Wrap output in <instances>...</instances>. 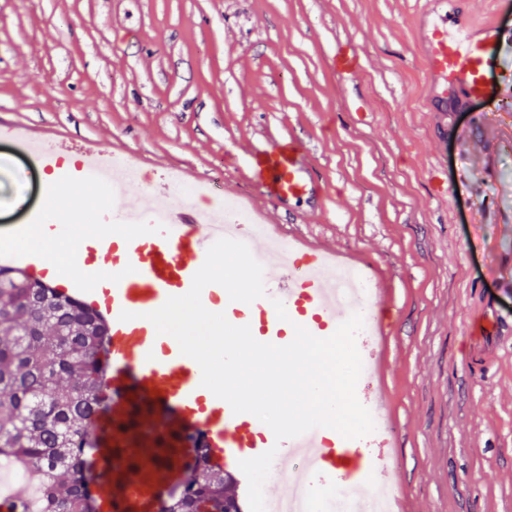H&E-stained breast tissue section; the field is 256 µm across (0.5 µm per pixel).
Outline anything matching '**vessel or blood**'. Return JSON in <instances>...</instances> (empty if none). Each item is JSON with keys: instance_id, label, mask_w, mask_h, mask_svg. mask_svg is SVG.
Segmentation results:
<instances>
[{"instance_id": "obj_1", "label": "vessel or blood", "mask_w": 512, "mask_h": 512, "mask_svg": "<svg viewBox=\"0 0 512 512\" xmlns=\"http://www.w3.org/2000/svg\"><path fill=\"white\" fill-rule=\"evenodd\" d=\"M505 0H491V14L479 20L469 37L456 38L448 32V21L431 11L418 16V44L428 77V100L440 112L449 100L469 102L488 91V75L506 44L494 17ZM300 148L291 141L268 147L252 157L251 167L261 192L256 208L266 201L281 203L311 198L318 180L316 171L300 164ZM135 209L121 212L112 226L113 238L121 248L102 255L112 266L107 284L96 292V307L109 317L112 334L107 358L112 371L108 415L94 425L89 449L88 472L97 475L112 458V433L132 403H140L144 434L177 436L179 461L161 468L145 461L142 479L122 496L98 489L101 499L111 501L110 512H160L165 492L184 482L190 471L195 444L211 448L218 461L237 467L239 460L275 450V466L290 469L293 442L276 441L272 430L249 413H234L228 402L201 384L202 371L192 358L181 354L178 342L161 335L146 315L159 309L171 296L186 294L193 277L203 265L208 248L218 239L245 243L252 255H264L270 238L228 224H202L177 201L165 202L149 223L138 225L126 236L125 221ZM308 260L270 261L263 267L265 294L254 302L246 323L259 342L284 346L289 325H300L318 338L330 337L348 316V306L338 303L334 286L316 270L328 250L308 247ZM131 320H121L122 312ZM309 460L306 468L291 471V479L302 483L308 473L341 483L361 482L377 472L393 469L386 453L370 454L355 443L340 440L326 443L322 429L307 432L302 442Z\"/></svg>"}]
</instances>
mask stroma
Masks as SVG:
<instances>
[{
	"label": "stroma",
	"mask_w": 512,
	"mask_h": 512,
	"mask_svg": "<svg viewBox=\"0 0 512 512\" xmlns=\"http://www.w3.org/2000/svg\"><path fill=\"white\" fill-rule=\"evenodd\" d=\"M422 0H0V237L129 158L111 210L171 172L246 201L254 151L297 140L319 198L268 209L282 236L363 255L388 303L375 384L414 512H512V53L488 93L423 105ZM357 67H332L337 49ZM31 130L51 167L17 153Z\"/></svg>",
	"instance_id": "35a3bbf8"
}]
</instances>
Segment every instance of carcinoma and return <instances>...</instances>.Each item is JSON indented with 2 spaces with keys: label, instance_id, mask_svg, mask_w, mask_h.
<instances>
[{
  "label": "carcinoma",
  "instance_id": "obj_1",
  "mask_svg": "<svg viewBox=\"0 0 512 512\" xmlns=\"http://www.w3.org/2000/svg\"><path fill=\"white\" fill-rule=\"evenodd\" d=\"M0 459L37 482V496L9 500L6 512H96L86 479L89 425L108 405L107 322L81 300L0 266ZM142 407L117 426L118 466L100 473L119 494L139 474L129 448L152 445L157 461L177 462L175 439L136 432ZM236 479L224 476L209 449L197 448L195 473L172 491L164 512H243Z\"/></svg>",
  "mask_w": 512,
  "mask_h": 512
}]
</instances>
